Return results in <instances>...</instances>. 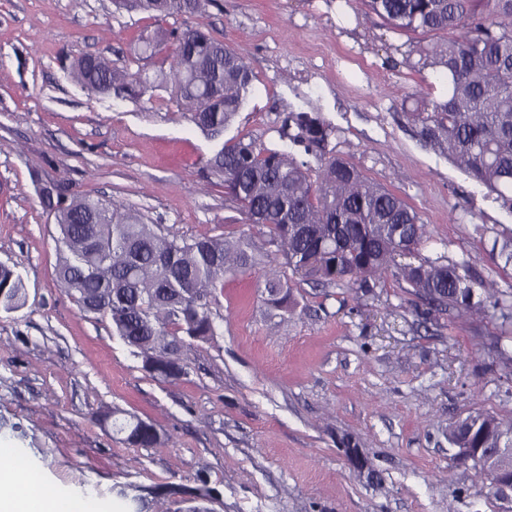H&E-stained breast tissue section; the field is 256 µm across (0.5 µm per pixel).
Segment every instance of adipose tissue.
<instances>
[{
    "label": "adipose tissue",
    "instance_id": "1",
    "mask_svg": "<svg viewBox=\"0 0 512 512\" xmlns=\"http://www.w3.org/2000/svg\"><path fill=\"white\" fill-rule=\"evenodd\" d=\"M0 512H97L90 501L43 494L38 483H21L16 470L0 467Z\"/></svg>",
    "mask_w": 512,
    "mask_h": 512
}]
</instances>
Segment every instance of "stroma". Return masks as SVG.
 Segmentation results:
<instances>
[{"instance_id": "35a3bbf8", "label": "stroma", "mask_w": 512, "mask_h": 512, "mask_svg": "<svg viewBox=\"0 0 512 512\" xmlns=\"http://www.w3.org/2000/svg\"><path fill=\"white\" fill-rule=\"evenodd\" d=\"M199 27L243 52L252 88L225 137L288 151L318 167L342 157L421 215L420 258L471 272L512 295V267L490 253L512 212L426 142L410 113L443 74L402 51L404 36L360 0H213L205 14L150 19L113 0H0V263L27 286L0 312V444L19 449L62 495L99 512H186L201 487L209 512H507L448 428L475 412L512 421V337L490 313L424 320L406 282L369 292L322 286L270 255L296 299L266 303L262 268L225 276L218 336L186 341V373L155 377L108 319L58 286L57 228L36 194L58 179L186 237L264 238L205 176L213 143L168 91L101 96L72 63L99 55L137 70L140 34ZM327 130L299 137V113ZM153 423L163 443L124 444L95 412Z\"/></svg>"}]
</instances>
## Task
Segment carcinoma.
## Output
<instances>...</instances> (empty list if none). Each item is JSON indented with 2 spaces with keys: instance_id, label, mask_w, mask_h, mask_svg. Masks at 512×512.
Here are the masks:
<instances>
[{
  "instance_id": "carcinoma-1",
  "label": "carcinoma",
  "mask_w": 512,
  "mask_h": 512,
  "mask_svg": "<svg viewBox=\"0 0 512 512\" xmlns=\"http://www.w3.org/2000/svg\"><path fill=\"white\" fill-rule=\"evenodd\" d=\"M150 17L205 11L210 0H115ZM389 28L408 37L423 54L425 66L448 73V98L411 113L426 141L445 146L472 180L512 212V0H362ZM445 32L447 44L415 43L419 35ZM169 49L168 68L155 77L143 70L118 72L106 58L84 55L72 66L82 87L103 96H120L137 87L144 93L171 86L174 96L192 105L191 120L215 141L206 161L208 174L259 227L265 244L276 247L295 272L328 284L363 288L388 273L397 255L412 254L426 237L419 213L401 197L370 182L347 161L334 158L318 169L290 157L286 150H261L243 136L224 140L252 86V72L239 51L202 29H173L162 35ZM160 44L140 36L134 54L153 58ZM305 137L325 140L320 123L298 117ZM42 208L59 228L57 284L80 308L112 322L113 334L136 350L154 376L178 379L186 374L180 358L184 338L207 341L218 334L212 306L227 274L256 265L251 239L224 235L190 239L138 212L72 189L38 185ZM395 277L431 311H498L512 322V307L476 295L470 276L455 265L425 260L400 267ZM267 303L292 308L291 288L274 273L266 276ZM26 301V283L14 268L0 264V311L11 313ZM98 421L125 433L137 448L160 443L155 426L118 408L98 412ZM512 424L489 413L458 420L448 442L472 448L508 443Z\"/></svg>"
}]
</instances>
